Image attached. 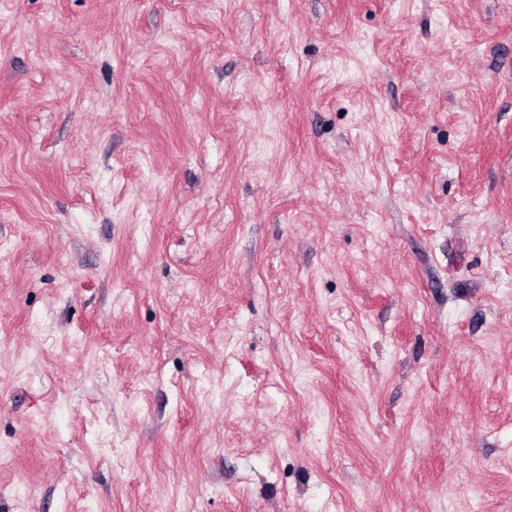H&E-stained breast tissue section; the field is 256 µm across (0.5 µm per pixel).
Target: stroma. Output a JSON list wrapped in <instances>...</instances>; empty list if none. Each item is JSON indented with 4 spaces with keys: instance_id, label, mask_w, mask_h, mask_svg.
I'll use <instances>...</instances> for the list:
<instances>
[{
    "instance_id": "1",
    "label": "stroma",
    "mask_w": 512,
    "mask_h": 512,
    "mask_svg": "<svg viewBox=\"0 0 512 512\" xmlns=\"http://www.w3.org/2000/svg\"><path fill=\"white\" fill-rule=\"evenodd\" d=\"M0 512H512V0H0Z\"/></svg>"
}]
</instances>
